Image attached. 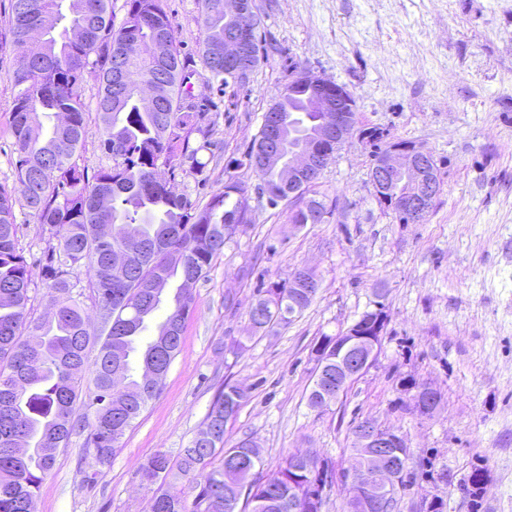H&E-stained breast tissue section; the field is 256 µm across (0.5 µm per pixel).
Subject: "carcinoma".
Wrapping results in <instances>:
<instances>
[{"label": "carcinoma", "mask_w": 512, "mask_h": 512, "mask_svg": "<svg viewBox=\"0 0 512 512\" xmlns=\"http://www.w3.org/2000/svg\"><path fill=\"white\" fill-rule=\"evenodd\" d=\"M216 2L202 0L207 35L201 57L207 76L201 77L181 58L165 0H126L118 27L112 22V0H12L11 34L13 43L24 48L27 69L12 75L18 88L10 121L17 186L0 185V512H28L57 450L85 428L75 416V405L88 377L92 388L87 406L93 414L88 445L95 466L111 462L118 440L158 394L141 382L132 355H138L141 366L168 369L193 310L192 289L180 284L172 306L155 321L163 300L150 297L145 285L155 279L196 283L207 277L243 223L241 183L228 180L224 193L200 211L175 186L176 171L185 163L200 174L205 168L197 159L209 145L199 126L205 96L195 92V82L204 88L213 81L228 83L224 12ZM89 25V40H71L73 30ZM129 27L138 30L143 47L121 53ZM161 36L169 49L158 59L149 44ZM115 67L124 70L129 91L110 111H98L104 131L101 146L112 156V167L90 177L74 160L84 143L85 84L90 77L96 80L97 103L112 100ZM151 79L159 85L163 112H149L139 100L138 93ZM277 106L278 111H267L264 118L281 123L286 148L315 136L320 113L304 90L286 87ZM194 131L204 139L195 148L190 145ZM160 160L170 172L162 183L151 179ZM312 188L310 184L297 196L282 197L291 205L292 223H308L312 212L327 214L322 201L306 197ZM18 203L57 241L47 249L43 265L55 310L52 318L30 317V272L18 247ZM102 224L118 229L121 244L138 254L134 269L119 278L112 274L113 243L100 240ZM83 271L90 273L94 305L112 304V319L97 333L99 349L92 360L87 354L89 318L72 292V278ZM316 293L298 273L257 289L260 298L248 312L251 328L270 331L290 324ZM152 321L154 335L147 338L143 332ZM312 353L326 372L334 373L335 337H321ZM250 397V389L225 384L176 462L164 453L146 460L141 467L145 480L161 481L149 500V512H237L235 504L224 508V498L247 477L251 512H321L323 497L310 499L309 488L314 482L324 487L335 483L331 462L322 460L314 472L293 453L276 475L263 479L259 465L244 471L236 464L251 440L224 447L226 410H239ZM21 434L30 448L23 459L5 451L8 438ZM189 490L194 492L191 501Z\"/></svg>", "instance_id": "1"}]
</instances>
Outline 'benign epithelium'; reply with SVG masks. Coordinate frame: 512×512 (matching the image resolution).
Returning a JSON list of instances; mask_svg holds the SVG:
<instances>
[{
  "label": "benign epithelium",
  "mask_w": 512,
  "mask_h": 512,
  "mask_svg": "<svg viewBox=\"0 0 512 512\" xmlns=\"http://www.w3.org/2000/svg\"><path fill=\"white\" fill-rule=\"evenodd\" d=\"M224 18V58L233 65L225 75L243 83L247 80L245 66L252 57L250 44L254 19L251 4L247 0H224ZM289 84L317 91L313 107L324 113V120L316 139L333 137L339 148L353 137L357 121L344 107V101L352 96L345 86L302 64L293 67ZM274 129L271 140L254 161L258 169L271 165L281 171L280 177L262 185L269 202L279 200L285 189L290 195L297 193L306 186L307 178L320 176L331 161L330 157L317 152L312 143L283 158L281 125H275ZM371 172L372 196L377 204L404 212L416 223L427 215L441 191L440 169L433 155L418 144L389 140L381 154L371 156ZM402 180L408 184V192L404 195L395 188ZM386 325V317L382 314L372 324L370 332L362 333L355 327L336 336V382L325 386L323 400L330 402L335 397L341 398L353 380L369 368L382 347ZM438 393L439 390L430 383L412 388L408 392L409 405L417 412L433 413ZM354 439L356 447L369 448L371 453L359 470H345L342 482L349 488L348 510H353L351 503L354 502L359 504L358 512H372L383 497L399 498L405 493L400 479L410 468L411 452L401 457L392 455L390 449L407 447L405 439L372 419L357 423Z\"/></svg>",
  "instance_id": "obj_1"
}]
</instances>
